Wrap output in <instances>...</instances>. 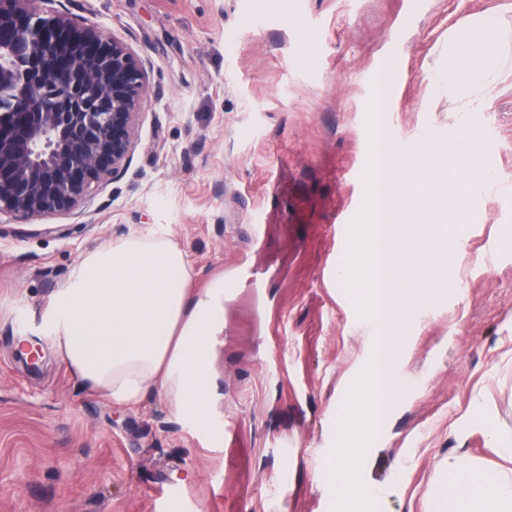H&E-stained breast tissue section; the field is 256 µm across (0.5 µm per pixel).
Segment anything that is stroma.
<instances>
[{
    "mask_svg": "<svg viewBox=\"0 0 512 512\" xmlns=\"http://www.w3.org/2000/svg\"><path fill=\"white\" fill-rule=\"evenodd\" d=\"M146 69L137 143L79 217H0V512H332L320 471L337 404L375 331L340 282L363 207L366 105L382 66L401 63L388 133L400 155L456 141L488 148L494 185L453 230L455 278L432 287L403 260L396 287L417 319L397 368L404 395L368 447L362 482L380 512H433L448 464L512 468L468 418L512 439V77H493L466 112L452 38L478 13L512 35V0H61ZM185 249L194 285L259 272L224 300L222 432L203 443L149 394L121 409L61 363L50 296L80 257L136 234ZM39 337V371L20 359Z\"/></svg>",
    "mask_w": 512,
    "mask_h": 512,
    "instance_id": "stroma-1",
    "label": "stroma"
}]
</instances>
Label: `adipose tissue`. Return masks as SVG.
I'll list each match as a JSON object with an SVG mask.
<instances>
[{
    "mask_svg": "<svg viewBox=\"0 0 512 512\" xmlns=\"http://www.w3.org/2000/svg\"><path fill=\"white\" fill-rule=\"evenodd\" d=\"M479 35L455 45L467 88L512 69V39L495 16L473 21ZM188 253L163 236L136 235L83 255L53 300L59 360L113 406L138 407L156 391L178 418L208 432L222 399L216 360L224 346V281L189 286ZM440 512H512V471L459 458L448 469Z\"/></svg>",
    "mask_w": 512,
    "mask_h": 512,
    "instance_id": "obj_1",
    "label": "adipose tissue"
}]
</instances>
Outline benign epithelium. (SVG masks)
<instances>
[{"instance_id": "obj_1", "label": "benign epithelium", "mask_w": 512, "mask_h": 512, "mask_svg": "<svg viewBox=\"0 0 512 512\" xmlns=\"http://www.w3.org/2000/svg\"><path fill=\"white\" fill-rule=\"evenodd\" d=\"M0 0V215H72L125 171L146 89L141 61L65 10Z\"/></svg>"}]
</instances>
